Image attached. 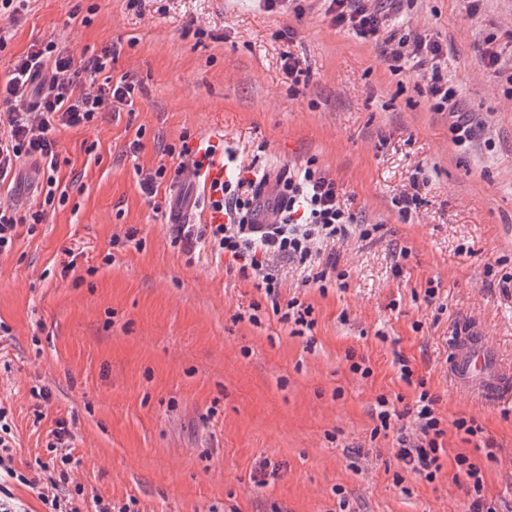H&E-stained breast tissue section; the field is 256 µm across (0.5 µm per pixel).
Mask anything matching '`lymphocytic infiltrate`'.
Wrapping results in <instances>:
<instances>
[{"mask_svg": "<svg viewBox=\"0 0 512 512\" xmlns=\"http://www.w3.org/2000/svg\"><path fill=\"white\" fill-rule=\"evenodd\" d=\"M331 24L353 30L361 38L380 45L382 58L391 71L406 67L422 71L427 81L432 109L450 113L452 139L456 144L471 142L476 127L467 110L460 108L457 92L441 73L444 54L438 40L426 34L399 33L381 0H322ZM114 51L103 48L82 66L55 43H33L14 62L5 80L0 81V186L11 184L21 161L38 160L48 177L43 196L33 207L19 209L0 203V254L10 252L20 227L45 223L56 205L58 154L55 134L63 128L89 127L106 112L134 102L136 83L128 77L112 79L105 71ZM102 75V83L88 86L87 80ZM214 146H191L182 141L169 148L174 170L166 166L142 173L139 185L146 199H155L157 188L168 174L196 176L212 163ZM220 197L210 200L211 209L223 212L220 224H181L175 241L185 252L198 245L222 255L229 269L250 281L270 302L281 321L312 327V308L298 298L281 301L282 262L307 269L306 284L323 289L336 280L338 259L330 244L358 233L369 239L378 227L359 223L342 198V189L325 175L316 160L303 168L269 177L253 167H237L233 178L212 185ZM437 396L421 390L412 411L420 427L418 438L400 436L399 460L407 471L433 477L439 469V438L443 431L435 413ZM8 411L0 406V512H18L12 483L34 490L45 512H82L84 489L70 486V474L82 461L72 448L73 433L67 420H57L48 434L50 462L39 463L33 474L18 472L13 466L12 428Z\"/></svg>", "mask_w": 512, "mask_h": 512, "instance_id": "1", "label": "lymphocytic infiltrate"}]
</instances>
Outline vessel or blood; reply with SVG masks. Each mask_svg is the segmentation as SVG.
<instances>
[{
  "label": "vessel or blood",
  "mask_w": 512,
  "mask_h": 512,
  "mask_svg": "<svg viewBox=\"0 0 512 512\" xmlns=\"http://www.w3.org/2000/svg\"><path fill=\"white\" fill-rule=\"evenodd\" d=\"M448 375L456 391L487 401L512 391V369L498 360L483 332L466 320L451 345Z\"/></svg>",
  "instance_id": "b4317fda"
}]
</instances>
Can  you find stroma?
<instances>
[{"mask_svg":"<svg viewBox=\"0 0 512 512\" xmlns=\"http://www.w3.org/2000/svg\"><path fill=\"white\" fill-rule=\"evenodd\" d=\"M302 7L298 17L254 0H30L17 21L0 18V79L51 40L78 65L114 46L111 76L141 86L133 106L57 131L66 201L0 256V325L10 330L0 404L13 465L49 460L47 433L63 418L83 460L72 481L116 504L136 499L140 512H469L455 478L462 453L488 504L512 512V397L491 405L456 393L447 372L448 339L464 319L512 364V288L498 285L512 272V98L481 59L488 35L512 46V0H482L474 18L461 0H414L403 14L405 28L443 44L442 70L475 110L466 146L453 142L448 114L431 110L416 70L390 72L319 0ZM192 22L209 38L187 34ZM288 27L292 40L277 38ZM286 51L308 70L293 88ZM185 135L272 173L316 159L358 219L378 225L373 239L337 241L344 285L304 287L284 264L281 297L312 307L311 331L278 322L209 249L191 260L174 245L176 227L154 205L198 182L167 180L151 203L139 172L172 166L167 149ZM415 178L424 203L405 221L392 199ZM42 182L41 166L25 161L0 200L28 207ZM356 358L369 376L352 371ZM401 358L424 387L401 379ZM40 388L47 402L33 398ZM424 389L438 396L445 431L431 479L396 457L399 433L417 430L405 409ZM381 396L396 413L385 430ZM463 417L478 436L456 431ZM488 439L491 457L479 448Z\"/></svg>","mask_w":512,"mask_h":512,"instance_id":"1","label":"stroma"}]
</instances>
